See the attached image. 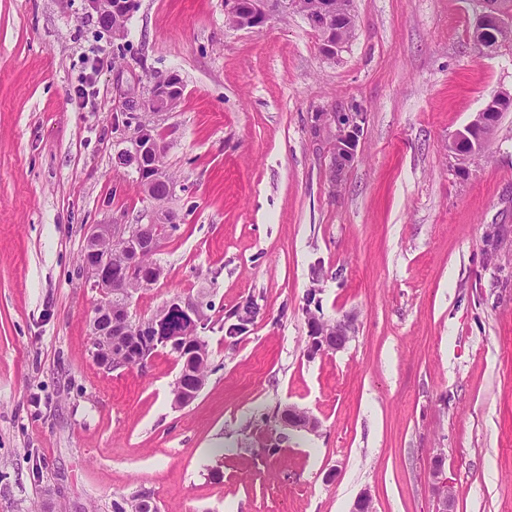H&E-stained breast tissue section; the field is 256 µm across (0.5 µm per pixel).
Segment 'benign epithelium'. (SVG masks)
Segmentation results:
<instances>
[{"label": "benign epithelium", "mask_w": 512, "mask_h": 512, "mask_svg": "<svg viewBox=\"0 0 512 512\" xmlns=\"http://www.w3.org/2000/svg\"><path fill=\"white\" fill-rule=\"evenodd\" d=\"M269 0H224V12L233 24L239 27H260L269 20L267 11ZM286 10L301 13L309 25L322 33L320 52L327 59H334L346 47L348 40L342 34L343 17L336 12L329 0H317L311 9H304L296 0H278ZM88 14L98 16L104 14H125L133 12L136 0H84ZM481 11L477 15L482 35L477 42L480 50L494 51L501 44L500 32L512 28V8L500 0H478ZM180 83L174 76L157 83L152 90L151 99L157 112L167 110L179 98ZM512 95L501 91L490 97L484 108L475 118L457 133L449 142L450 151L464 162H469L479 154L482 145L493 134L499 123V115L494 103L511 100ZM366 113L358 106L338 109L334 112H314L310 116V132L312 139L324 146L329 157V169L334 178L331 179L332 189L341 191L344 176L354 163L360 146ZM162 146L142 130L135 138L134 148L118 155L119 163L135 167L139 182L151 185L165 181L160 167ZM152 224H96L88 236L84 253L86 260L84 270L90 287L98 290L105 299V307L101 313L92 318V336L107 351V357L98 354V348L92 349L94 360L102 367L113 368L112 343L119 342L122 335L128 332L130 319L123 312L112 311V256L103 247V241L115 239L131 243L135 252L130 259L129 267L140 266L141 245L153 244L149 240ZM176 309L184 316L194 320L203 314V306L199 301H174ZM356 332V317L345 315L333 323L331 327L310 325V352L323 354L329 351L344 349ZM203 383L186 386L177 380L173 389L174 401L179 406H186L190 401L186 393H200ZM279 423L291 430L315 433L319 429L318 420L307 411L295 406H288L279 413ZM436 486L441 496V508L438 512H448V504L454 500L452 485L448 481L442 466H437L434 473Z\"/></svg>", "instance_id": "7a95c632"}]
</instances>
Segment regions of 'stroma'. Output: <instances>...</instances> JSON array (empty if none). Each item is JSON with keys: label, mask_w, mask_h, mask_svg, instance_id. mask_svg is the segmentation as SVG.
I'll list each match as a JSON object with an SVG mask.
<instances>
[{"label": "stroma", "mask_w": 512, "mask_h": 512, "mask_svg": "<svg viewBox=\"0 0 512 512\" xmlns=\"http://www.w3.org/2000/svg\"><path fill=\"white\" fill-rule=\"evenodd\" d=\"M353 10L331 61L294 11L238 28L224 0H137L116 40L83 0H0V512L141 492L159 512H349L365 491L375 512H437L438 461L453 512H512V112L467 175L448 149L512 93V46L477 49V0ZM171 75L176 107L139 117L180 223L130 312L203 300L210 373L184 407L169 350L96 364L101 295L79 261L91 225L161 217L117 154L125 99ZM353 105L361 152L336 193L309 116ZM310 304L357 314L344 350L308 355ZM290 405L318 432L282 428Z\"/></svg>", "instance_id": "obj_1"}]
</instances>
